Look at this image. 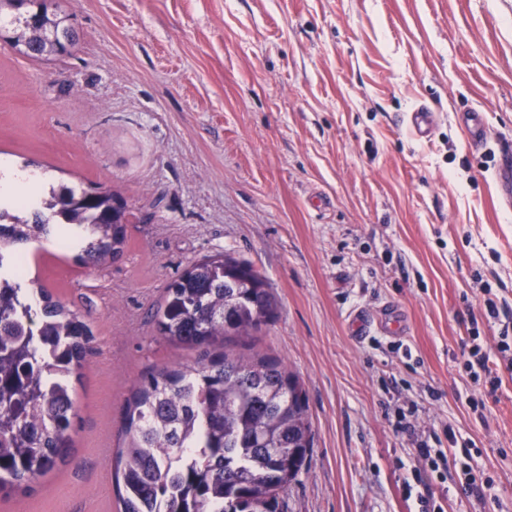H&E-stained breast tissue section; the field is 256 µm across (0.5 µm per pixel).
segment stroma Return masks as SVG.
I'll list each match as a JSON object with an SVG mask.
<instances>
[{
    "label": "stroma",
    "instance_id": "1",
    "mask_svg": "<svg viewBox=\"0 0 512 512\" xmlns=\"http://www.w3.org/2000/svg\"><path fill=\"white\" fill-rule=\"evenodd\" d=\"M71 54L0 41V156L48 180L120 192L123 257L28 248V279L93 340L72 377L64 462L0 492V512H121L128 399L149 372L194 364L153 319L165 284L231 251L271 282L259 350L296 372L314 429L287 512H420L419 471L444 512H512V372L474 384L464 348L499 361L512 321V212L497 201L512 142V0H54ZM429 139L410 135L419 104ZM482 113L472 149L461 116ZM402 313L401 336L353 338L356 310ZM472 442L495 481L480 499L417 456Z\"/></svg>",
    "mask_w": 512,
    "mask_h": 512
}]
</instances>
